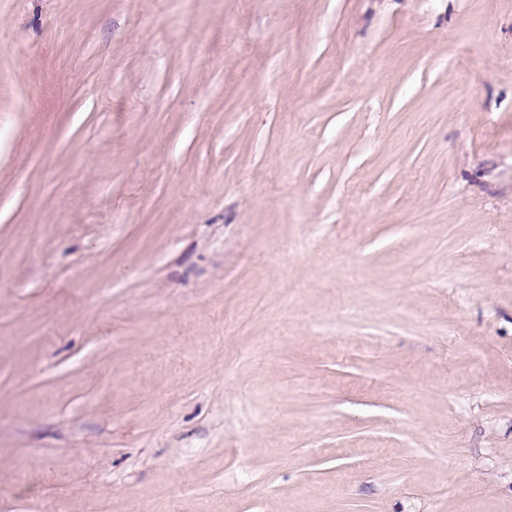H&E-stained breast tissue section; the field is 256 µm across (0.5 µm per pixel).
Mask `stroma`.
Wrapping results in <instances>:
<instances>
[{"instance_id": "stroma-1", "label": "stroma", "mask_w": 512, "mask_h": 512, "mask_svg": "<svg viewBox=\"0 0 512 512\" xmlns=\"http://www.w3.org/2000/svg\"><path fill=\"white\" fill-rule=\"evenodd\" d=\"M0 512H512V0H0Z\"/></svg>"}]
</instances>
